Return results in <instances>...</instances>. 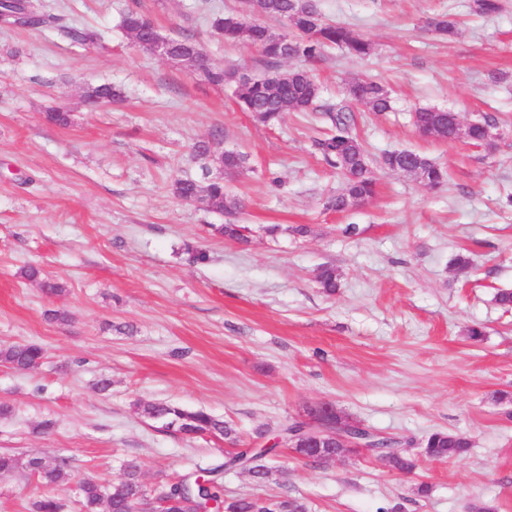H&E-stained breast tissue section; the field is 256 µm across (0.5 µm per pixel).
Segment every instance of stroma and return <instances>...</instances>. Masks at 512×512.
I'll use <instances>...</instances> for the list:
<instances>
[{"instance_id":"obj_1","label":"stroma","mask_w":512,"mask_h":512,"mask_svg":"<svg viewBox=\"0 0 512 512\" xmlns=\"http://www.w3.org/2000/svg\"><path fill=\"white\" fill-rule=\"evenodd\" d=\"M502 2L485 18L471 0H317L326 19L371 42L369 55L335 47L273 68L309 70L323 106L344 103L352 81L379 83L391 112L349 104L370 157L411 150L448 172L431 189L378 171L375 195L343 213L325 208L344 184L314 146L324 115L290 112L264 127L232 86L142 51L120 25L138 8L162 34L193 36L212 66L261 76L273 68L254 47L210 26L216 11L263 21L258 6L43 0L96 33L86 46L51 28H0V348L44 349L31 371L0 362V403L12 408L0 416V453L66 456L75 479L103 483L134 460L152 487L221 465L233 447H262L328 403L383 436L448 430L472 446L448 462L417 456L409 474L363 451L314 465L282 447L265 457L264 482L224 472L225 497L296 496L309 512H512V309L495 301L512 290V0ZM441 15L455 21L453 35L431 27ZM104 83L123 100L87 110L85 91ZM430 107L466 123L489 116L491 143L422 136L413 116ZM52 109L69 112V124L47 123ZM201 141L246 155V169L202 167ZM205 173L223 179L238 211L174 196L175 180ZM228 222L249 225V242L213 233ZM300 224L306 236L294 234ZM348 224L356 235L343 234ZM196 249L206 262L193 260ZM459 254L468 273L452 265ZM324 265L340 276L336 295L318 286ZM29 266L40 281L22 276ZM44 279L62 293L46 296ZM474 325L484 330L477 342ZM157 402L223 418L238 441L164 430L144 412ZM35 487L26 473L0 474V512H32Z\"/></svg>"}]
</instances>
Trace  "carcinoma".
<instances>
[{"mask_svg":"<svg viewBox=\"0 0 512 512\" xmlns=\"http://www.w3.org/2000/svg\"><path fill=\"white\" fill-rule=\"evenodd\" d=\"M38 0H0V20L3 25L43 28L52 25L61 27L73 43L87 45L95 42L97 35L81 28L62 24L60 15L44 14L38 10ZM261 12L271 20L281 21L292 18L294 34L282 40L283 34L274 33L268 26L259 22H249L238 15L212 14L211 27L226 41H243L258 49L270 64L284 61L285 56H303L308 60L318 59L323 51L331 46L344 49L352 56L362 57L370 52L371 44L361 35L339 25L326 22L314 0H257ZM473 10L481 16L498 14L500 0H472ZM122 26L131 39H136L141 30L154 26L153 21L137 9L127 10L122 18ZM177 46L206 58L201 44L189 35L174 38ZM201 75L211 84L223 86L234 84V94L241 108L265 126L278 123L288 112H308L317 108L320 88L302 69L287 73L272 72L262 77L243 82H233L234 72L215 69L205 65ZM347 95L365 103L370 111L383 114L391 110L388 93L377 83L354 81L346 87ZM331 123V132L323 139L315 141V147L324 160L335 167L344 180L343 190L328 198L326 208L345 212L356 203H362L376 192V176L373 164L362 143L352 133L349 118L326 109ZM415 126L420 130H431L442 137L450 134V114L444 109H420L414 115ZM491 127L488 116L469 127L468 140L481 144L485 142L486 129ZM414 159L417 167L425 174V184L438 188L448 180V173L427 156L412 151H392L384 154L380 167L390 171L403 168L408 159ZM221 163L227 171H240L246 168L247 158L233 151L221 155ZM173 193L182 200L199 201L216 212H228L238 206L237 198L226 191L224 183L207 178L203 180L179 179L173 184ZM213 231L227 240L245 241L250 233L246 224H214ZM317 281L327 295L336 294L340 287V277L329 266L320 268ZM43 357V349L33 343L15 344L0 350V361L18 371L37 368ZM149 418L162 424V428L185 435H220L229 438L234 430L220 418L204 411H187L177 405L153 403L145 407ZM402 442L391 437L379 439L381 450L375 456L392 468L409 472L414 461L407 453L400 451ZM423 453L430 459L447 461L464 457L471 448L469 438L461 433L437 430L429 433L422 442ZM241 448L231 454L228 463L247 458L248 471L258 481L269 477L270 471L260 460L262 455H246ZM25 467L39 477L42 486H60L71 480V461L64 456H56L48 462L43 457L34 456L21 463L11 455H0V473H10ZM221 467L202 469L200 472L184 476L176 481H164L150 489L141 480L140 467L134 461L124 466V476L112 484H102L94 478L78 482V497L82 512H100L101 505H107L111 512H137L143 501L153 497L161 489H168L183 502L182 512H198L208 507L210 502L223 508V512H307L305 501L300 497H282L278 500L261 498H224L218 475ZM64 504L55 496L43 492L32 503L33 512H63Z\"/></svg>","mask_w":512,"mask_h":512,"instance_id":"1","label":"carcinoma"}]
</instances>
